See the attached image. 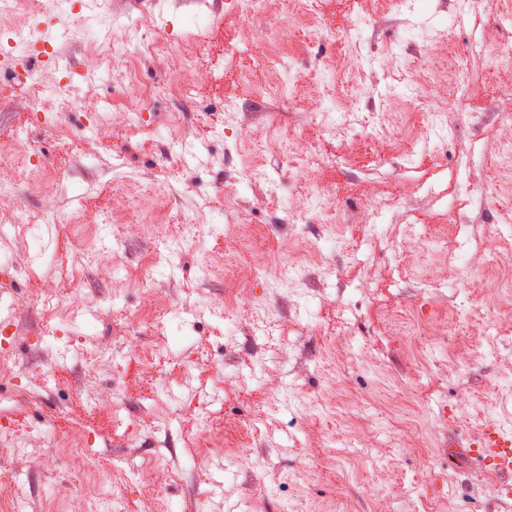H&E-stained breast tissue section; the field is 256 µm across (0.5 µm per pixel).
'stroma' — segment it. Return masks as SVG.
<instances>
[{
    "instance_id": "obj_1",
    "label": "stroma",
    "mask_w": 512,
    "mask_h": 512,
    "mask_svg": "<svg viewBox=\"0 0 512 512\" xmlns=\"http://www.w3.org/2000/svg\"><path fill=\"white\" fill-rule=\"evenodd\" d=\"M490 2L486 14L461 11V0H322L313 22L288 18L290 4L270 0L247 23L214 0H107L80 24L69 0H40L34 34L67 61L73 80L64 86L61 70L34 71V82L54 93L38 127L28 123L29 86L0 90V171L16 180L14 199L0 201V223L20 204L41 227L38 242L0 241L24 268L0 276L15 336L0 344V382L20 370L28 376L0 393V417L29 432L19 449L0 446V501L22 500L24 512H104L92 491L98 477L121 512H386L379 487L394 494L397 512H426L433 498L440 512H512L505 478L470 457L484 428L512 422V346L504 344L512 280L502 272L512 265V223L497 208L512 194V65L486 66L512 41L492 21L512 18V0ZM142 15L157 18L149 36L158 48L136 62L140 83L176 76L197 95L149 105L138 122L127 114L139 101L114 94L115 78L91 44L124 39L113 17ZM358 16L368 25L356 33ZM184 34L201 50L197 66H181L169 47ZM269 35L284 60L275 69L260 64ZM447 36L491 78L474 82L446 154L421 146L398 156L388 140L324 136L312 124L313 101L340 123L350 100L375 123L399 126L410 68L447 107ZM272 84L284 86V97L267 93ZM77 97L105 117L78 142ZM22 126L31 148L63 171L37 192L39 174L13 137ZM285 126L340 160L315 168L314 196L291 191L278 147ZM228 127L250 141L225 136ZM256 141L264 177L225 201ZM273 182L283 191L275 207ZM339 199L354 208L350 223L332 231L336 251L305 256L294 269L266 258L269 243L298 251L323 240L326 225L299 232L289 215ZM51 208L60 223H43ZM187 219L210 227L199 248L148 268L159 237H176ZM84 224L113 243L114 275L75 259ZM257 263L259 300L277 321L271 336L246 312L209 313L251 280ZM147 277L153 290L137 285ZM78 286L96 304L74 323L38 303ZM188 299L205 307L177 318L164 367L122 347L132 318L155 302ZM84 339L112 350L91 385L77 353ZM92 391L111 396L120 412L90 413ZM86 431L87 478L78 483L59 445ZM240 448L252 467L236 464Z\"/></svg>"
}]
</instances>
